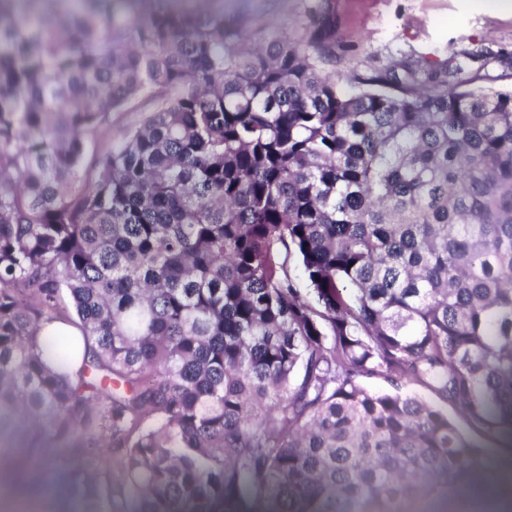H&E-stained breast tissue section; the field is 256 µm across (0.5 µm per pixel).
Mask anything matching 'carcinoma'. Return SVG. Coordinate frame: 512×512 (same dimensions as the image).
Returning a JSON list of instances; mask_svg holds the SVG:
<instances>
[{
	"label": "carcinoma",
	"instance_id": "carcinoma-1",
	"mask_svg": "<svg viewBox=\"0 0 512 512\" xmlns=\"http://www.w3.org/2000/svg\"><path fill=\"white\" fill-rule=\"evenodd\" d=\"M30 2L0 0V444L84 512H402L493 480L400 384L512 439V91L457 56L338 75L318 18Z\"/></svg>",
	"mask_w": 512,
	"mask_h": 512
}]
</instances>
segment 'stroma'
Listing matches in <instances>:
<instances>
[{"label": "stroma", "mask_w": 512, "mask_h": 512, "mask_svg": "<svg viewBox=\"0 0 512 512\" xmlns=\"http://www.w3.org/2000/svg\"><path fill=\"white\" fill-rule=\"evenodd\" d=\"M228 15L265 16L301 30L313 17L336 30V45L359 70L418 56L475 53V88H512V0H222Z\"/></svg>", "instance_id": "1"}]
</instances>
